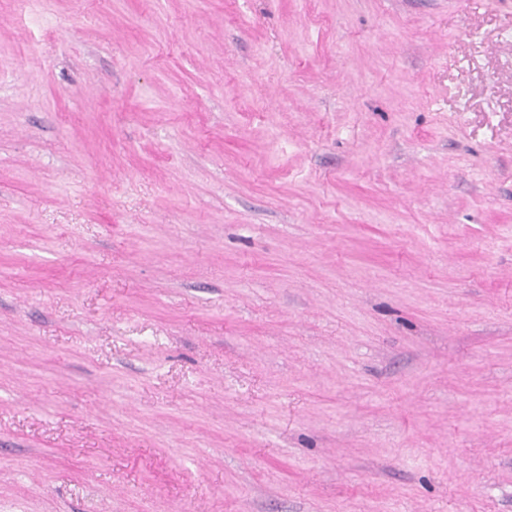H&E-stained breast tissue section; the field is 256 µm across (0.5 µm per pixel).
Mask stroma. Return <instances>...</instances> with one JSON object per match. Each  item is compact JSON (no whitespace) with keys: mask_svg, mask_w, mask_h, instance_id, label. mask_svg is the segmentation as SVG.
Masks as SVG:
<instances>
[{"mask_svg":"<svg viewBox=\"0 0 512 512\" xmlns=\"http://www.w3.org/2000/svg\"><path fill=\"white\" fill-rule=\"evenodd\" d=\"M0 512H512V0H0Z\"/></svg>","mask_w":512,"mask_h":512,"instance_id":"obj_1","label":"stroma"}]
</instances>
